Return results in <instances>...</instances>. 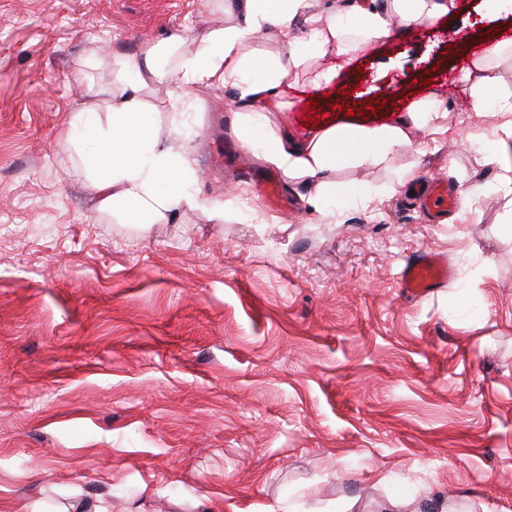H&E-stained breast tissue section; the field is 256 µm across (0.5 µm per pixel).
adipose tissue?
I'll return each mask as SVG.
<instances>
[{
    "mask_svg": "<svg viewBox=\"0 0 512 512\" xmlns=\"http://www.w3.org/2000/svg\"><path fill=\"white\" fill-rule=\"evenodd\" d=\"M313 0H237L238 21L212 27L195 50L182 54V41L172 37L121 56L115 64L133 78L131 84L99 93L87 108L73 113L70 129L90 143L84 156L102 210L125 209L140 228L160 223L175 210H199L223 221L220 206L188 193L186 183L194 169L176 150V132H162L154 113L146 111L143 95L162 81L174 84L179 101L194 98L199 87L231 85L236 101L250 115L237 135L247 146L259 145L260 157L291 180L305 182L315 209L327 202L352 198L348 183L337 181V170L351 166L404 169L407 152L418 137L439 133L448 104L442 98L417 100L405 118L376 126L358 124L317 128L303 141L283 132V115L292 106L282 85L285 79L305 86L330 84L335 69L320 68L329 52L354 57L393 32L429 25L455 14L457 0H352L349 8L313 11ZM304 18L308 33L293 34L295 18ZM288 48L287 60L264 51L246 52L248 43ZM512 54V41H502L474 59L460 77V96L473 108H482L495 94L503 121L489 148V159L499 167L498 184L512 196V67L501 68L499 58ZM175 67H168L169 58Z\"/></svg>",
    "mask_w": 512,
    "mask_h": 512,
    "instance_id": "1",
    "label": "adipose tissue"
}]
</instances>
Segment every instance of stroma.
<instances>
[{
    "label": "stroma",
    "instance_id": "1",
    "mask_svg": "<svg viewBox=\"0 0 512 512\" xmlns=\"http://www.w3.org/2000/svg\"><path fill=\"white\" fill-rule=\"evenodd\" d=\"M392 34L340 76L303 87L321 120L404 117L442 77L501 40L484 0ZM219 0H0V512H512V236L483 143L501 117L449 110L405 180L336 178L362 195L319 213L303 183L246 148L225 86L147 109L179 126L192 191L223 222L182 211L140 232L98 208L67 120L124 84L116 58L172 34L196 48ZM281 181L282 200L251 184ZM469 190L442 222L415 190ZM446 257L450 281L398 286L405 262Z\"/></svg>",
    "mask_w": 512,
    "mask_h": 512
}]
</instances>
